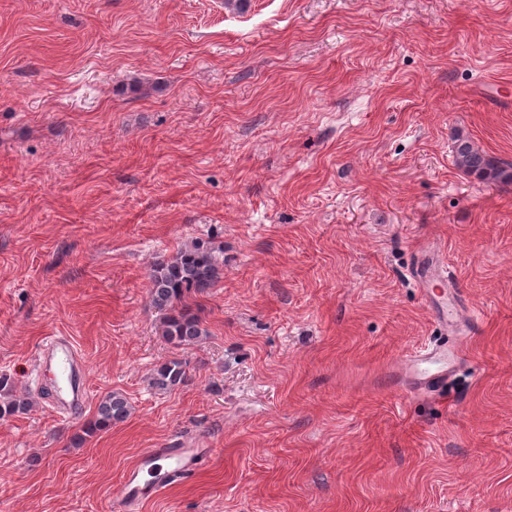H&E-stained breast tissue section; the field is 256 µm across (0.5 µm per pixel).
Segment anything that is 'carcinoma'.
<instances>
[{
	"label": "carcinoma",
	"mask_w": 512,
	"mask_h": 512,
	"mask_svg": "<svg viewBox=\"0 0 512 512\" xmlns=\"http://www.w3.org/2000/svg\"><path fill=\"white\" fill-rule=\"evenodd\" d=\"M454 163L483 181L512 182V166L475 148L468 137L460 134L455 138ZM221 266L216 251L200 241L186 244L172 257L152 265L149 299L153 307L164 312L161 334L168 343L176 347L188 346L208 335L197 298L215 286ZM185 380L186 363L179 358L162 363L154 374V385L162 390H173ZM29 407L27 398H10L0 403V419L24 413ZM129 414L126 397L111 392L99 402L96 416L85 425L84 434L91 436L125 420Z\"/></svg>",
	"instance_id": "carcinoma-1"
}]
</instances>
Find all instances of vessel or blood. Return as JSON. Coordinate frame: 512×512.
Here are the masks:
<instances>
[{
    "label": "vessel or blood",
    "mask_w": 512,
    "mask_h": 512,
    "mask_svg": "<svg viewBox=\"0 0 512 512\" xmlns=\"http://www.w3.org/2000/svg\"><path fill=\"white\" fill-rule=\"evenodd\" d=\"M415 278L436 306L439 322L457 327L462 333L469 330L474 323L473 314L458 311L445 295V267L420 261L415 267ZM461 355V346L443 344L407 356L402 362L405 389L415 394L445 396L448 379ZM37 367L52 376L53 407L59 415L72 416L84 407L88 398L84 361L68 337H48L40 349ZM211 454V449L203 447L148 449L125 470L113 499V512H138L150 494L191 476Z\"/></svg>",
    "instance_id": "vessel-or-blood-1"
}]
</instances>
